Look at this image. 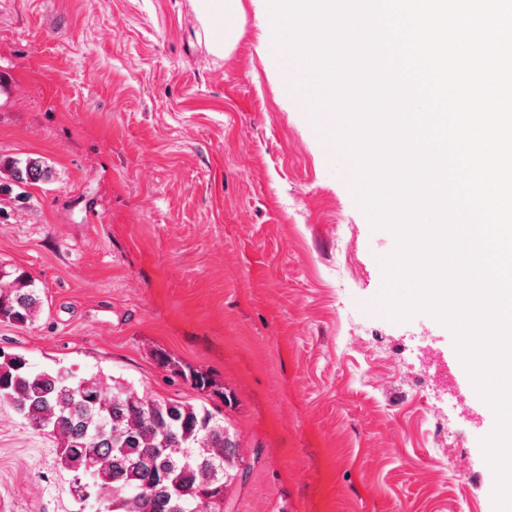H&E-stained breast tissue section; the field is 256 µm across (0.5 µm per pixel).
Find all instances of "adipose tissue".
Instances as JSON below:
<instances>
[{"instance_id": "ef3b65f1", "label": "adipose tissue", "mask_w": 512, "mask_h": 512, "mask_svg": "<svg viewBox=\"0 0 512 512\" xmlns=\"http://www.w3.org/2000/svg\"><path fill=\"white\" fill-rule=\"evenodd\" d=\"M201 22L207 46L215 55L233 48L243 31L240 0H191Z\"/></svg>"}]
</instances>
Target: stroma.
<instances>
[{
    "label": "stroma",
    "mask_w": 512,
    "mask_h": 512,
    "mask_svg": "<svg viewBox=\"0 0 512 512\" xmlns=\"http://www.w3.org/2000/svg\"><path fill=\"white\" fill-rule=\"evenodd\" d=\"M241 5L218 57L190 0H0V154L54 172L0 206L43 301L0 349L160 399L194 392L155 351L206 371L250 465L226 512H495L494 414L446 325L378 306L392 234ZM76 487L0 402V512H93Z\"/></svg>",
    "instance_id": "stroma-1"
}]
</instances>
